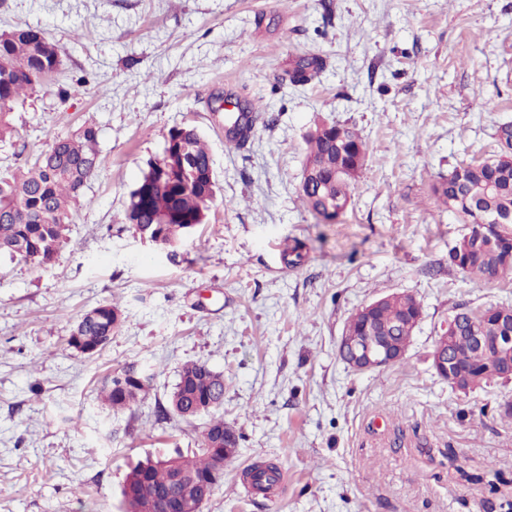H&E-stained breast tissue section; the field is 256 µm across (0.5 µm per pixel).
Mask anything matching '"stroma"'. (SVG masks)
Segmentation results:
<instances>
[{"label":"stroma","mask_w":512,"mask_h":512,"mask_svg":"<svg viewBox=\"0 0 512 512\" xmlns=\"http://www.w3.org/2000/svg\"><path fill=\"white\" fill-rule=\"evenodd\" d=\"M17 27L54 41L61 66L16 107L0 166L91 124L99 169L50 263L0 256V512H123L129 462L197 449L201 420L157 416L189 363L223 374L239 439L202 512L512 500V380L463 393L431 361L456 308L512 304V274L477 284L449 264L469 227L431 193L458 163L491 157L512 121V0H0V32ZM301 57L321 67L291 81ZM226 101L261 106L237 147ZM318 120L367 144L336 224L299 190ZM183 126L207 142L218 190L171 253L136 236L124 208ZM394 292L423 311L405 356L353 371L338 356L347 319ZM106 302L121 327L89 358L67 338ZM129 365L150 388L116 412L98 388ZM258 463L281 472L264 494L244 477Z\"/></svg>","instance_id":"1"}]
</instances>
